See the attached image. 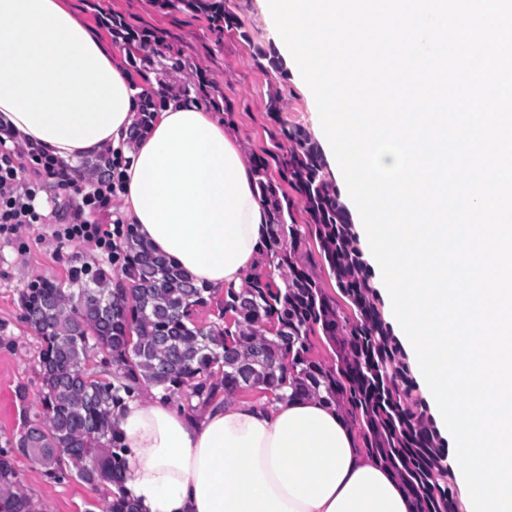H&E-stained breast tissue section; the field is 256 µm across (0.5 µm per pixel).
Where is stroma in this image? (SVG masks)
I'll use <instances>...</instances> for the list:
<instances>
[{"label":"stroma","mask_w":512,"mask_h":512,"mask_svg":"<svg viewBox=\"0 0 512 512\" xmlns=\"http://www.w3.org/2000/svg\"><path fill=\"white\" fill-rule=\"evenodd\" d=\"M72 8L91 26L118 15L134 28L146 29L163 39V53L136 68L155 74L157 81L183 84L203 67L216 97L233 107L234 133L244 160L270 148V133L278 122L299 126L314 143H322L315 98L294 62L275 35V24L266 0H231V7L250 36L241 41L214 31L204 15L164 10L155 0H69ZM283 59L282 70H262L255 53ZM180 52L183 69H172L166 59ZM280 94L283 112L271 115L266 104L271 94ZM53 225L33 224L21 237H0V448L13 447L23 414L34 413L40 391V343L22 319L20 293L38 279L65 280L72 267L102 265L120 270V261L84 242L58 246ZM20 485L40 512H103L109 496L105 488L91 489L69 479L48 480L41 467L28 458L15 459Z\"/></svg>","instance_id":"obj_1"}]
</instances>
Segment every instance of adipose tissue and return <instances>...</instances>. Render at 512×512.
<instances>
[{"mask_svg":"<svg viewBox=\"0 0 512 512\" xmlns=\"http://www.w3.org/2000/svg\"><path fill=\"white\" fill-rule=\"evenodd\" d=\"M147 76L66 0H0V128L69 164L124 158L125 218L195 281L242 286L267 212L224 119L171 94L129 133ZM123 491L139 512H413L336 410L314 397L230 400L195 416L126 401Z\"/></svg>","mask_w":512,"mask_h":512,"instance_id":"ef3b65f1","label":"adipose tissue"}]
</instances>
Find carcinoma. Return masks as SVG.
<instances>
[{"mask_svg": "<svg viewBox=\"0 0 512 512\" xmlns=\"http://www.w3.org/2000/svg\"><path fill=\"white\" fill-rule=\"evenodd\" d=\"M162 9L202 13L214 28L248 39L228 0H158ZM273 148L251 158L255 189L268 213L262 266L244 285L218 291L199 284L169 258L143 243L128 225L118 246L130 283L113 286L112 270L74 267L67 281L43 279L21 293L24 320L41 343L43 431L0 448V512H39L20 488L14 457L24 456L53 481L78 479L92 488L122 486L125 453L113 421L125 397L147 386L189 415L249 392L258 379L276 397L316 396L334 406L360 447L388 469L413 512H451L453 473L448 448L429 409L415 395L400 340L384 321L354 224L328 179L319 147L297 126L280 124ZM286 182L298 194L282 190ZM302 205L308 224L296 223ZM350 306L342 309L304 260L307 237ZM92 294L93 302L79 305ZM216 303L208 324L195 319ZM320 335L335 359L312 357ZM107 353L112 367L101 379L90 359ZM105 512H138L112 495Z\"/></svg>", "mask_w": 512, "mask_h": 512, "instance_id": "carcinoma-1", "label": "carcinoma"}]
</instances>
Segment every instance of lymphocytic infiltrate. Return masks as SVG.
Segmentation results:
<instances>
[{"instance_id":"obj_1","label":"lymphocytic infiltrate","mask_w":512,"mask_h":512,"mask_svg":"<svg viewBox=\"0 0 512 512\" xmlns=\"http://www.w3.org/2000/svg\"><path fill=\"white\" fill-rule=\"evenodd\" d=\"M110 162L108 174L84 190L78 184V173L57 157L0 136V236L10 237L27 225L42 223L44 215L37 198L43 186L52 182L63 194L79 198L71 221L53 232L58 243L90 242L111 251L115 237L122 235L123 229L105 223L103 215L122 191L123 180L116 170L118 155H111Z\"/></svg>"}]
</instances>
